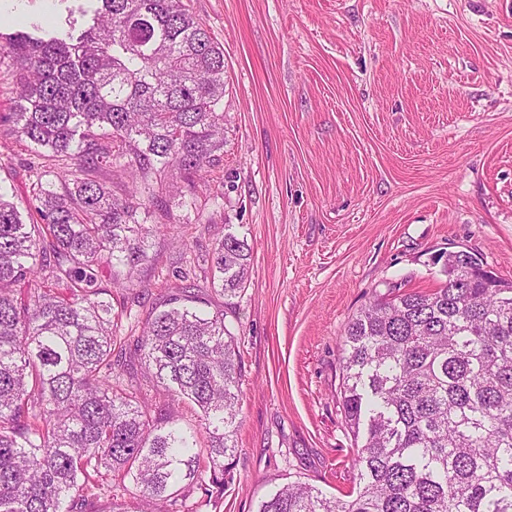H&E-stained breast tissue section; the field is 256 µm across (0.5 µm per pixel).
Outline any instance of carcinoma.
<instances>
[{"instance_id":"1","label":"carcinoma","mask_w":512,"mask_h":512,"mask_svg":"<svg viewBox=\"0 0 512 512\" xmlns=\"http://www.w3.org/2000/svg\"><path fill=\"white\" fill-rule=\"evenodd\" d=\"M88 29L20 32L0 51L18 111L0 116L31 148L28 210L0 193V512H91L102 472L133 483L141 512L232 479L242 365L224 313L194 306L187 271L140 334L117 342L104 272L149 261L154 214L200 212L195 178L224 148V48L183 0H99ZM131 187L118 196L102 173ZM448 252L431 293L376 298L348 323L340 388L357 445L356 486L306 482L257 512H512V281ZM250 248L228 233L209 287L244 290ZM138 357L171 401L201 413L200 435L128 391Z\"/></svg>"}]
</instances>
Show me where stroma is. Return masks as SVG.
Listing matches in <instances>:
<instances>
[{"mask_svg":"<svg viewBox=\"0 0 512 512\" xmlns=\"http://www.w3.org/2000/svg\"><path fill=\"white\" fill-rule=\"evenodd\" d=\"M224 48V148L191 223L112 286L139 334L172 270L251 250L226 318L242 362L233 479L189 512H256L273 489L356 483L342 337L373 298L430 292L449 251L512 280V0H183ZM92 0H0V35L82 29ZM25 142L0 133V189L30 199Z\"/></svg>","mask_w":512,"mask_h":512,"instance_id":"1","label":"stroma"}]
</instances>
